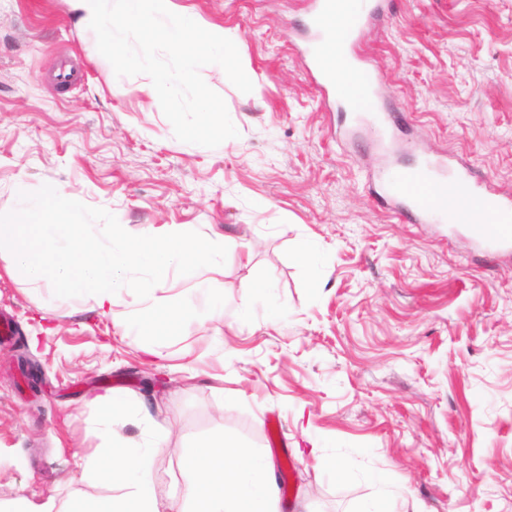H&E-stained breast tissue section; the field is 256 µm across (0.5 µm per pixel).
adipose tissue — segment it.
I'll use <instances>...</instances> for the list:
<instances>
[{"instance_id": "ef3b65f1", "label": "adipose tissue", "mask_w": 512, "mask_h": 512, "mask_svg": "<svg viewBox=\"0 0 512 512\" xmlns=\"http://www.w3.org/2000/svg\"><path fill=\"white\" fill-rule=\"evenodd\" d=\"M98 416L104 441L94 452L79 456L76 466L82 478L104 480L118 487V494L94 500L50 497L39 503L24 496L20 512H158L150 469L154 455L165 448L167 432L153 424L145 405L114 392L102 397ZM117 419L142 425L141 440L114 434ZM178 460L188 512H279L270 459L237 437L212 435L196 447L180 449Z\"/></svg>"}]
</instances>
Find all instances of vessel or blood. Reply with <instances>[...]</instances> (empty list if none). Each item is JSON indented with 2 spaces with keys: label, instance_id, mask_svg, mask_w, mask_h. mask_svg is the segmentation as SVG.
<instances>
[{
  "label": "vessel or blood",
  "instance_id": "vessel-or-blood-1",
  "mask_svg": "<svg viewBox=\"0 0 512 512\" xmlns=\"http://www.w3.org/2000/svg\"><path fill=\"white\" fill-rule=\"evenodd\" d=\"M309 48L305 58L322 93L334 91L336 66L352 65L357 76L351 106L358 120L377 116L383 128L390 118L379 105L381 77L356 56V43L371 15L361 0H310ZM380 202L407 213L418 224H461L486 250L512 244V193L498 191L470 170L442 159L384 167Z\"/></svg>",
  "mask_w": 512,
  "mask_h": 512
}]
</instances>
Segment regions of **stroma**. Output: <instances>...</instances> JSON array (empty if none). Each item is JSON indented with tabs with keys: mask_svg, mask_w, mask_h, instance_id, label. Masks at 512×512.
Listing matches in <instances>:
<instances>
[{
	"mask_svg": "<svg viewBox=\"0 0 512 512\" xmlns=\"http://www.w3.org/2000/svg\"><path fill=\"white\" fill-rule=\"evenodd\" d=\"M175 2L235 34L251 65L248 94L201 70L239 132L215 148L175 138L148 76L114 83L64 0H0V212L16 184L49 183L135 233L190 224L251 250L226 259L223 318L156 345L92 302L0 277V504L110 495L74 456L100 444L97 398L113 391L170 433L158 512L181 507L177 449L221 431L294 462L280 512H512V250L374 197L386 161L424 156L512 191V0H373L362 52L398 124L389 159L368 126L339 134L344 112L304 73L307 0ZM328 456L347 480L324 473Z\"/></svg>",
	"mask_w": 512,
	"mask_h": 512,
	"instance_id": "1",
	"label": "stroma"
}]
</instances>
